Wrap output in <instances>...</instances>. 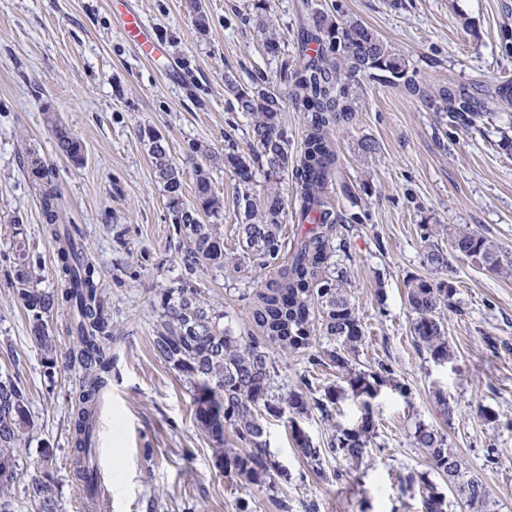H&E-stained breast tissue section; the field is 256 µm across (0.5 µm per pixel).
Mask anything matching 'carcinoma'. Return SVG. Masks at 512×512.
I'll return each mask as SVG.
<instances>
[{"label": "carcinoma", "mask_w": 512, "mask_h": 512, "mask_svg": "<svg viewBox=\"0 0 512 512\" xmlns=\"http://www.w3.org/2000/svg\"><path fill=\"white\" fill-rule=\"evenodd\" d=\"M311 20L303 34V57L294 70L291 88L294 106L307 113L300 157L288 151L281 94L269 86H249L231 75L224 76L225 88L238 110L250 118V153L242 154L233 145L224 149V166L237 180L236 250L224 249L220 225L201 220L203 214L217 219L224 210L223 200L212 192L207 173L197 170L194 201L185 200L182 174L166 143L161 136L147 132L154 171L166 193L186 261L236 271L251 258L259 268L269 270V278L253 291V324L269 343L293 353L310 348L316 333H321L325 346L310 357V363L335 367L343 381L341 386L324 388L320 399L308 398L313 383L307 379L302 381L304 390L286 392L278 385V369L268 351L226 325L224 311L206 301L197 283L181 280L155 294L158 324L154 352L189 386L197 426L212 440L214 456L246 481L264 483L271 490L278 467L268 449V419H286L297 447L316 473L324 472L323 460L332 453L356 468L368 456L377 431L371 400L384 386L406 393L391 364L381 362L368 370L353 364L364 341V330L351 302L347 271L333 261L338 215L329 191L337 161L331 131L352 120L356 77L401 84L410 93L427 98L433 111L468 127L479 122L491 125L502 108L512 105L509 81L490 95L452 85L429 94L409 73L405 59L373 29L356 21L338 23L322 12L312 14ZM48 124L57 149L80 162L82 148L69 129L51 114ZM27 165L39 181L46 230L57 245V274L64 289L54 293L39 287L20 240L15 242L14 273L8 287L28 315L49 374L53 373L56 347L49 331L50 317L59 308L71 313V356L82 370L74 398L71 446L76 479L89 486L93 424L111 381L112 323L94 264L72 231L60 225L63 192L38 154H29ZM290 171L295 179L298 223L311 225L307 235L291 245L283 236L286 205L282 192ZM259 173L264 178L261 194L254 191ZM420 231L423 264L432 270L448 269L451 251L490 271L512 273V251L478 232L441 224H422ZM443 235L452 250L438 243ZM406 288L417 347L435 362L448 360V329L442 310L456 305L454 282L414 276ZM346 396L361 402V421L352 427L336 425L326 447L315 445L299 420L313 407L329 413L328 406ZM31 427L28 400L18 377L0 375V512H9V498L20 468V448ZM228 430L234 436L232 443L224 439ZM413 438L427 454L431 471L457 491L467 512H490L486 486L478 477L465 475L461 457L441 429L420 422ZM401 482L409 488L419 483L425 512H448L445 494L428 477L409 475ZM27 492L40 499L41 512H58L47 477L34 479Z\"/></svg>", "instance_id": "carcinoma-1"}]
</instances>
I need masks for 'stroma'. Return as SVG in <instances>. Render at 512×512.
Returning <instances> with one entry per match:
<instances>
[{
	"mask_svg": "<svg viewBox=\"0 0 512 512\" xmlns=\"http://www.w3.org/2000/svg\"><path fill=\"white\" fill-rule=\"evenodd\" d=\"M254 0H201L208 18L198 30L187 0H0V374L18 376L33 428L20 455L11 512H40L26 488L42 448L58 512H85L71 469L72 398L81 370L70 359L66 311L53 313L55 374L7 283L15 230H22L42 288L61 286L45 232L39 187L27 167L38 153L65 196L62 221L78 225L95 263L112 318L111 394L102 418L111 476L108 512H271L270 493L293 512H422L418 487L403 476L428 469L413 442L416 423L443 428L466 470L491 493L492 512H512V275L450 257L459 311L446 312L451 356L421 354L411 333L406 282L431 276L422 263L423 222L466 226L512 249V158L490 137L433 112L403 86L363 77L350 123L334 128L338 154L334 194L340 217L335 260L348 273L351 300L365 339L361 365L391 363L406 393L383 387L373 401L377 424L370 452L350 471L326 456L317 476L287 423L270 420L268 440L280 469L274 488L223 473L211 439L196 425L186 384L152 347L158 288L189 278L222 308L235 331L250 334L248 295L265 272L244 263L224 273L190 267L179 247L167 198L153 169L147 131L162 135L179 166L186 199L197 167L224 200V246L236 243L237 182L221 157L228 145L248 152V123L224 90L225 74L266 82L287 94L299 58L298 36L311 10L357 20L403 57L420 87L457 83L492 89L512 81V0H266L279 38L268 53L254 21ZM131 9L168 46L152 60L137 56L120 30ZM53 111L83 146L73 163L58 152L46 123ZM377 149L366 154L362 140ZM498 343L489 350L485 337ZM267 350L285 389L310 375L316 389L338 383L335 368L312 366L308 353ZM448 397L443 417L436 392ZM495 413L485 421L482 410ZM363 406L347 397L300 420L314 443L336 425L360 422Z\"/></svg>",
	"mask_w": 512,
	"mask_h": 512,
	"instance_id": "stroma-1",
	"label": "stroma"
}]
</instances>
